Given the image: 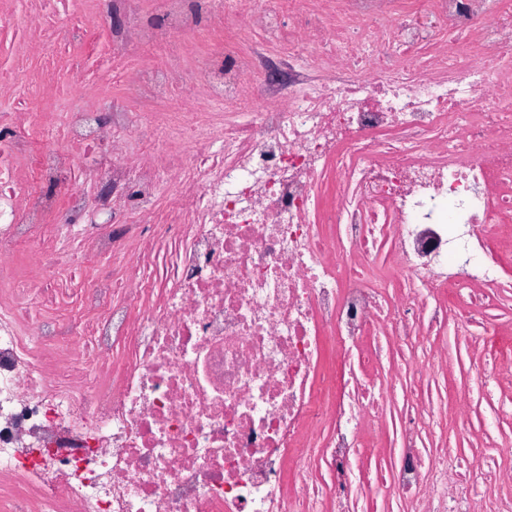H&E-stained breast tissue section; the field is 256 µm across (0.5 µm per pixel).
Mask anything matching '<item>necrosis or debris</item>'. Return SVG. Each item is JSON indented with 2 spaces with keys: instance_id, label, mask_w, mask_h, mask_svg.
Listing matches in <instances>:
<instances>
[{
  "instance_id": "necrosis-or-debris-1",
  "label": "necrosis or debris",
  "mask_w": 512,
  "mask_h": 512,
  "mask_svg": "<svg viewBox=\"0 0 512 512\" xmlns=\"http://www.w3.org/2000/svg\"><path fill=\"white\" fill-rule=\"evenodd\" d=\"M193 2L0 0V512H512V0ZM63 92L70 93L67 97V103L71 106H76L82 103L83 101V93L78 86L72 85L71 87H60L51 90L41 106L37 110V112H55V102L60 94ZM477 356L471 346L461 345L460 350H455L453 337L450 336V352L448 353V379H455L462 384L470 393L471 398V417L470 423L475 427L468 432L463 447L466 454L472 451L476 454L482 448L483 438L478 431L479 423L485 420L489 429L496 432L495 425L492 424L489 408L487 405V395L479 386L476 380L475 367L477 365Z\"/></svg>"
}]
</instances>
